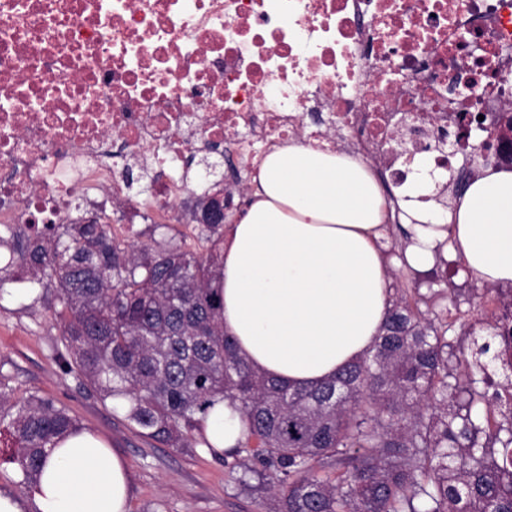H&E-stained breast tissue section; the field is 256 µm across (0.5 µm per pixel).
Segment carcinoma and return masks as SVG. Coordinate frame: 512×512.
Instances as JSON below:
<instances>
[{
	"label": "carcinoma",
	"instance_id": "1",
	"mask_svg": "<svg viewBox=\"0 0 512 512\" xmlns=\"http://www.w3.org/2000/svg\"><path fill=\"white\" fill-rule=\"evenodd\" d=\"M206 190L171 210L204 214ZM127 244L109 223L0 224V290L15 273L51 291L65 351L56 362L126 425L170 448H192L214 399L239 403L247 425L233 455L262 468L267 512H512V294L497 288L489 332L421 309L419 289H395L369 353L330 379L288 387L254 369L224 334V225ZM470 371L464 383L449 356ZM495 385V403L479 385ZM0 424L17 444L21 484L37 482L55 440L79 427L55 400L11 401Z\"/></svg>",
	"mask_w": 512,
	"mask_h": 512
}]
</instances>
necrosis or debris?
<instances>
[{
  "mask_svg": "<svg viewBox=\"0 0 512 512\" xmlns=\"http://www.w3.org/2000/svg\"><path fill=\"white\" fill-rule=\"evenodd\" d=\"M505 100L512 0H0V223L129 198L132 168L172 203L209 182L186 165L207 142L250 165L341 140L401 187L416 157L469 151L461 115L495 128Z\"/></svg>",
  "mask_w": 512,
  "mask_h": 512,
  "instance_id": "obj_1",
  "label": "necrosis or debris"
}]
</instances>
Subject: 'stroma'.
<instances>
[{"label": "stroma", "instance_id": "stroma-1", "mask_svg": "<svg viewBox=\"0 0 512 512\" xmlns=\"http://www.w3.org/2000/svg\"><path fill=\"white\" fill-rule=\"evenodd\" d=\"M390 285L434 290L448 296V319L479 324L485 285L461 272L457 261L436 262L437 275L428 281L401 263L405 230L399 221L385 227ZM35 285L11 284L0 295V382L9 383L14 399L31 393L54 399L69 408L81 426L104 436L129 463L130 512H266L268 493L259 477L241 488L242 474L234 458L211 457L200 448H169L130 430L120 412L101 403L84 388L76 374L64 373L55 362L62 349L61 331L46 300Z\"/></svg>", "mask_w": 512, "mask_h": 512}]
</instances>
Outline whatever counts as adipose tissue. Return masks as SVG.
I'll return each mask as SVG.
<instances>
[{
  "label": "adipose tissue",
  "mask_w": 512,
  "mask_h": 512,
  "mask_svg": "<svg viewBox=\"0 0 512 512\" xmlns=\"http://www.w3.org/2000/svg\"><path fill=\"white\" fill-rule=\"evenodd\" d=\"M396 196L366 163L295 142L273 147L258 186L224 234V331L253 368L290 386L320 383L362 357L390 306L381 239L397 219L409 235L404 259L427 270L449 244L485 284L512 283V169L479 170L448 208L436 199L445 172L427 159ZM209 455L243 440L238 403L217 400L196 431ZM124 457L80 429L49 452L31 499L0 491V512H128Z\"/></svg>",
  "instance_id": "obj_1"
}]
</instances>
